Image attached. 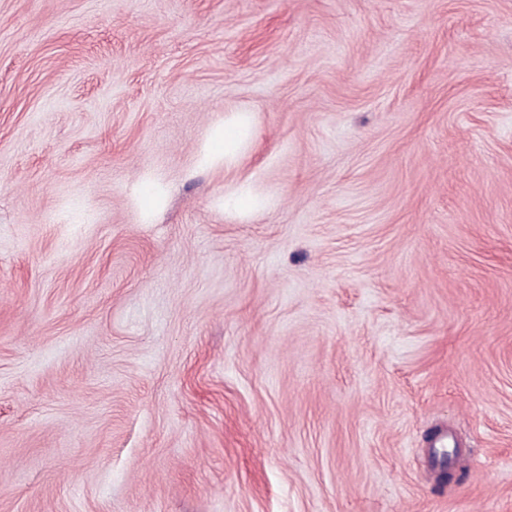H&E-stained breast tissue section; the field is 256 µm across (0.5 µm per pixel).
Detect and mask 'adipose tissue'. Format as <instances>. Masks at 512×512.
Instances as JSON below:
<instances>
[{"label":"adipose tissue","instance_id":"obj_1","mask_svg":"<svg viewBox=\"0 0 512 512\" xmlns=\"http://www.w3.org/2000/svg\"><path fill=\"white\" fill-rule=\"evenodd\" d=\"M253 135L249 113H225L223 122L213 128L208 143L201 151L200 167L206 169L219 164L227 167L237 164Z\"/></svg>","mask_w":512,"mask_h":512}]
</instances>
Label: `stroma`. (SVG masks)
<instances>
[{
	"instance_id": "35a3bbf8",
	"label": "stroma",
	"mask_w": 512,
	"mask_h": 512,
	"mask_svg": "<svg viewBox=\"0 0 512 512\" xmlns=\"http://www.w3.org/2000/svg\"><path fill=\"white\" fill-rule=\"evenodd\" d=\"M0 512H512V0H0ZM254 135L249 112H228L224 122L216 125L208 143L202 148L198 164L200 169L224 164V170L238 163L244 149ZM137 191L145 214L147 217H151L162 203L164 198L163 189L154 183L144 182L143 186ZM260 206L259 199L252 195L247 188L236 193L224 194V211L238 214L250 213Z\"/></svg>"
}]
</instances>
